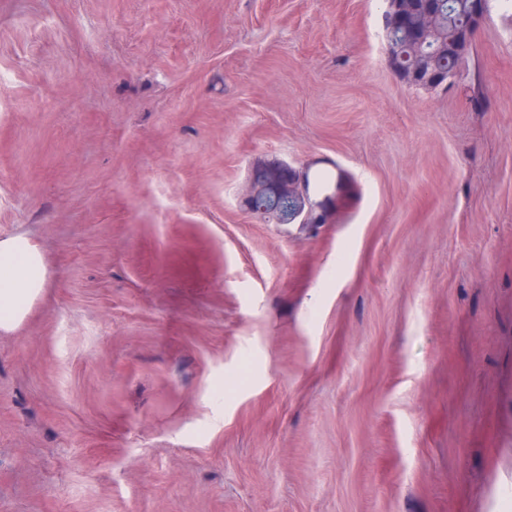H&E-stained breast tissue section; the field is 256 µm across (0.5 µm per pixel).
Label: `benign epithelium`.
I'll return each mask as SVG.
<instances>
[{"mask_svg":"<svg viewBox=\"0 0 512 512\" xmlns=\"http://www.w3.org/2000/svg\"><path fill=\"white\" fill-rule=\"evenodd\" d=\"M487 0H471V18L468 28L471 33L464 40L458 42L459 49L467 48L473 41L480 23L488 14ZM435 15L428 9L413 13L412 17L402 14L397 17L396 22L391 25L385 33V52L387 58L395 57V50L398 48L397 29L403 30L413 28L414 38L404 46L408 54H416L422 47L433 41L436 31ZM395 75L402 81H412L425 86L446 85L451 80L445 71L433 70H405L400 67L393 68ZM274 196L288 203V212L285 215L274 213L267 209L266 203L269 196ZM246 203L248 208L254 212L275 219L278 224H321L324 222L323 214L313 209L307 191L304 188V176L291 167L285 166L282 174L272 182H266L261 178L254 177L251 180L249 189L246 191Z\"/></svg>","mask_w":512,"mask_h":512,"instance_id":"benign-epithelium-1","label":"benign epithelium"}]
</instances>
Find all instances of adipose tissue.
I'll list each match as a JSON object with an SVG mask.
<instances>
[{"label":"adipose tissue","instance_id":"adipose-tissue-1","mask_svg":"<svg viewBox=\"0 0 512 512\" xmlns=\"http://www.w3.org/2000/svg\"><path fill=\"white\" fill-rule=\"evenodd\" d=\"M46 266L39 248L26 236L0 240V329L10 330L25 318L41 294Z\"/></svg>","mask_w":512,"mask_h":512}]
</instances>
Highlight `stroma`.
<instances>
[{
	"instance_id": "35a3bbf8",
	"label": "stroma",
	"mask_w": 512,
	"mask_h": 512,
	"mask_svg": "<svg viewBox=\"0 0 512 512\" xmlns=\"http://www.w3.org/2000/svg\"><path fill=\"white\" fill-rule=\"evenodd\" d=\"M382 13L0 0V512H512V17L419 89ZM391 69L393 70V72L395 73V75L404 83L408 84L409 82L407 81V78L414 82V83H417V84H420V85H425V86H432V85H436V87L434 88H431V89H435L437 88V86H441V85H447L448 82L450 80H452L450 84H453L454 83V80L456 77H454L453 79L451 78V76H448V73L446 71H433V70H405L403 67L400 68V67H394L391 65ZM405 72L407 74V78L405 76ZM282 174L272 182H265L254 176L246 191V203L253 213L269 216L278 224H292L299 219L300 224H321L322 213H315L307 191L304 188V176L291 167L284 166ZM280 198L288 203L286 215L268 210L266 203L269 196ZM46 266L39 248L26 236L0 240V329L10 330L25 318L41 294Z\"/></svg>"
}]
</instances>
